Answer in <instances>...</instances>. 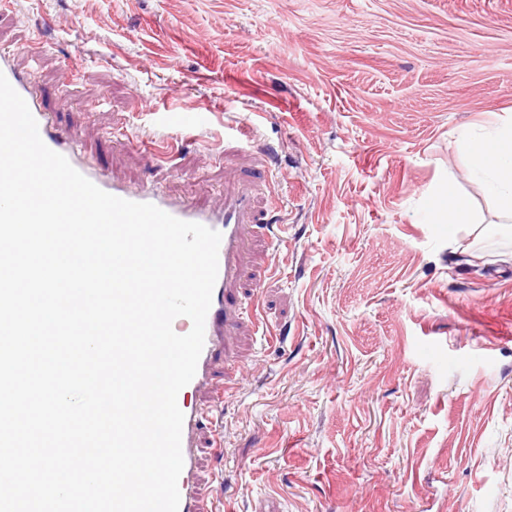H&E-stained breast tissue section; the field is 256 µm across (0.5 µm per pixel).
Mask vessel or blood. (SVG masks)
Wrapping results in <instances>:
<instances>
[{"mask_svg": "<svg viewBox=\"0 0 512 512\" xmlns=\"http://www.w3.org/2000/svg\"><path fill=\"white\" fill-rule=\"evenodd\" d=\"M0 73L4 74L13 88L24 98L36 119L43 142L53 151L65 156L70 164L99 188L114 196L151 203L170 215L189 222L203 224L221 233L218 252V276L213 290L212 303L205 322V342L192 381L178 394L177 402L184 414L182 429L183 470L178 480L180 492L179 512H203L196 481L194 448L202 428L204 415L192 404L191 397L211 375L212 365L223 349L224 337L237 322V310L241 301L236 285L240 277L242 246L241 227L252 209V193L242 189L231 195L223 211L211 212L186 202H177L163 192L143 187L128 189L111 180L108 174L85 159L74 143L54 129L45 112L34 100L32 75L18 71L10 53L0 51Z\"/></svg>", "mask_w": 512, "mask_h": 512, "instance_id": "obj_1", "label": "vessel or blood"}]
</instances>
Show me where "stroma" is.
Returning <instances> with one entry per match:
<instances>
[{
  "label": "stroma",
  "mask_w": 512,
  "mask_h": 512,
  "mask_svg": "<svg viewBox=\"0 0 512 512\" xmlns=\"http://www.w3.org/2000/svg\"><path fill=\"white\" fill-rule=\"evenodd\" d=\"M0 50L114 180L283 226L194 396L207 512H512V234L458 140L512 114V0H0ZM433 219L436 224L457 226L475 224L477 216L470 198L448 186L433 208Z\"/></svg>",
  "instance_id": "stroma-1"
}]
</instances>
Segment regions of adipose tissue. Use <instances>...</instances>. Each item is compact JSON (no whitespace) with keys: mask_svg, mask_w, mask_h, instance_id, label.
<instances>
[{"mask_svg":"<svg viewBox=\"0 0 512 512\" xmlns=\"http://www.w3.org/2000/svg\"><path fill=\"white\" fill-rule=\"evenodd\" d=\"M464 152L472 176L493 198L500 216L512 221V118L479 139L466 140Z\"/></svg>","mask_w":512,"mask_h":512,"instance_id":"adipose-tissue-1","label":"adipose tissue"}]
</instances>
